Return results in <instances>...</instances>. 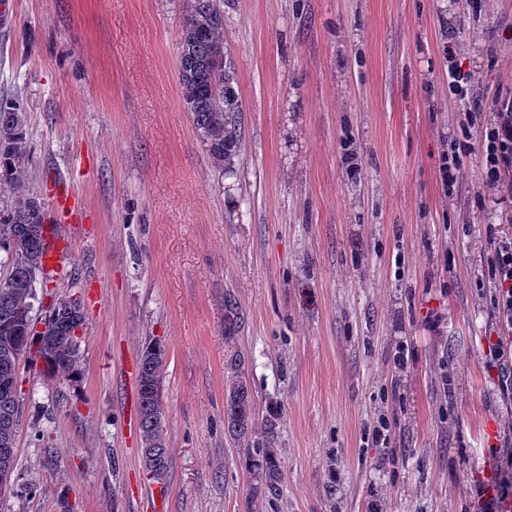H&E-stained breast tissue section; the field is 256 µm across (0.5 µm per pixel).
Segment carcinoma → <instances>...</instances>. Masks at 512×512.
I'll return each mask as SVG.
<instances>
[{
    "label": "carcinoma",
    "mask_w": 512,
    "mask_h": 512,
    "mask_svg": "<svg viewBox=\"0 0 512 512\" xmlns=\"http://www.w3.org/2000/svg\"><path fill=\"white\" fill-rule=\"evenodd\" d=\"M179 81L182 99L189 105L195 128L219 173L232 171L231 161L239 151L240 106L229 73L213 61V50L224 45V16L216 0H188L182 27ZM28 155L26 111L18 98L0 99V185L13 189L14 198L0 208V251L8 268L0 276V383L17 380L21 362L14 351L24 346L26 361L40 362L52 379L71 378L80 361L76 325L85 319L83 304L69 296L53 303L44 319V330L36 329L33 316L35 283L44 273L50 252L44 204L26 195L25 160ZM241 327L236 300L224 298V339L233 343ZM166 352L162 342L150 338L137 361L136 420L142 447L153 449L143 460L150 478L164 480L171 467L166 440V416L162 413V383ZM225 369L224 431L243 447L249 473L254 476L251 495L270 499L278 495L282 461L277 448L281 414L273 407L261 412L254 405L244 356L227 355ZM20 422V392L0 389V445L16 444Z\"/></svg>",
    "instance_id": "obj_1"
}]
</instances>
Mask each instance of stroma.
I'll list each match as a JSON object with an SVG mask.
<instances>
[{
	"label": "stroma",
	"instance_id": "35a3bbf8",
	"mask_svg": "<svg viewBox=\"0 0 512 512\" xmlns=\"http://www.w3.org/2000/svg\"><path fill=\"white\" fill-rule=\"evenodd\" d=\"M217 4L242 109L227 176L181 98L186 0H9L0 96L26 108V191L50 210L61 189L86 204L35 312L73 295L86 321L74 379L21 370L0 512H472L512 428L477 285L489 230L512 224L464 114L512 97V0ZM452 63L471 74L466 96ZM228 294L253 400L282 411L270 501L251 498L224 432ZM152 336L167 349L162 485L143 469L125 371ZM383 415L386 445L372 440ZM459 158V148L456 147L455 143H451L450 156L448 153L444 154L442 157V163L439 167L441 183L445 188L448 189V191L452 190L458 181L460 170ZM241 327V316L236 300L224 297V339L227 343H235Z\"/></svg>",
	"mask_w": 512,
	"mask_h": 512
}]
</instances>
